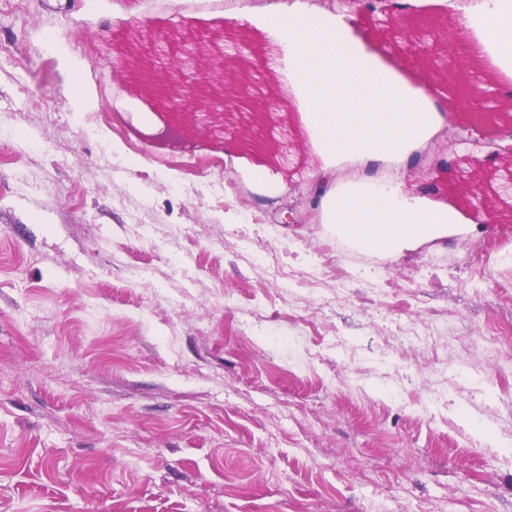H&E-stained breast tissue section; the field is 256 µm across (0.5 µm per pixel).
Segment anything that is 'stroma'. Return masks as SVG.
<instances>
[{
  "label": "stroma",
  "instance_id": "obj_1",
  "mask_svg": "<svg viewBox=\"0 0 512 512\" xmlns=\"http://www.w3.org/2000/svg\"><path fill=\"white\" fill-rule=\"evenodd\" d=\"M281 2L0 0V512H512V229L476 209L512 215V166L463 133L512 132V63L473 29L425 53L448 0H327L443 128L397 170L326 156ZM231 53L215 122L137 65L192 94ZM327 167L463 228L363 252L312 199ZM233 90V77L230 74H227L224 84V96L214 100H201V107L204 108V111L212 112V118H217L222 114L220 112L227 110L232 105L234 97Z\"/></svg>",
  "mask_w": 512,
  "mask_h": 512
}]
</instances>
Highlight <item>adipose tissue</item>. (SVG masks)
<instances>
[{
	"instance_id": "ef3b65f1",
	"label": "adipose tissue",
	"mask_w": 512,
	"mask_h": 512,
	"mask_svg": "<svg viewBox=\"0 0 512 512\" xmlns=\"http://www.w3.org/2000/svg\"><path fill=\"white\" fill-rule=\"evenodd\" d=\"M512 60V0H482L466 17ZM328 184L327 221L338 234L359 248L377 254H394L447 235L454 221L445 207L427 208L411 202L395 182L381 181L365 188L336 189V173L324 169Z\"/></svg>"
}]
</instances>
